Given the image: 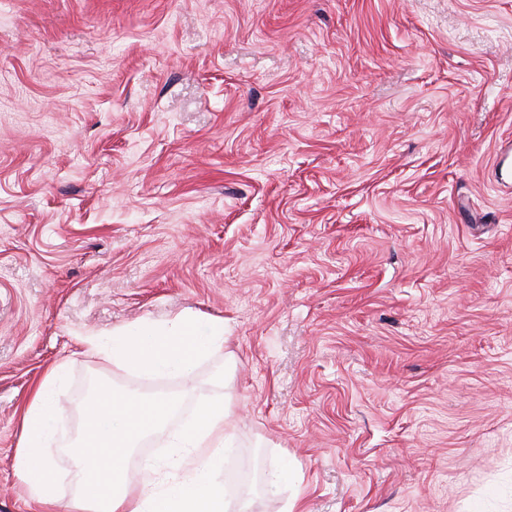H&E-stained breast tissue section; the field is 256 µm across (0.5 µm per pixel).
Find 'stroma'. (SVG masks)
Returning a JSON list of instances; mask_svg holds the SVG:
<instances>
[{
    "instance_id": "35a3bbf8",
    "label": "stroma",
    "mask_w": 512,
    "mask_h": 512,
    "mask_svg": "<svg viewBox=\"0 0 512 512\" xmlns=\"http://www.w3.org/2000/svg\"><path fill=\"white\" fill-rule=\"evenodd\" d=\"M501 171L512 0H0V512L58 364L55 512L102 387L230 401L228 512H512ZM186 313L190 380L80 343Z\"/></svg>"
}]
</instances>
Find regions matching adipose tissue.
<instances>
[{
	"mask_svg": "<svg viewBox=\"0 0 512 512\" xmlns=\"http://www.w3.org/2000/svg\"><path fill=\"white\" fill-rule=\"evenodd\" d=\"M224 344V324L212 322L199 334L196 321L182 317L169 325L143 323L112 334L107 355L113 363L146 377L190 376L201 357ZM54 368L29 401L23 417V448L17 469L45 512L56 505L57 473L49 437L56 405ZM177 409L166 395L99 392L88 405L89 419L74 456L73 480L87 512H224V495L214 478L232 435L224 401L200 404L194 418L177 431L169 421ZM166 433L172 453L153 463L140 498L126 491L130 453L147 436Z\"/></svg>",
	"mask_w": 512,
	"mask_h": 512,
	"instance_id": "obj_1",
	"label": "adipose tissue"
}]
</instances>
